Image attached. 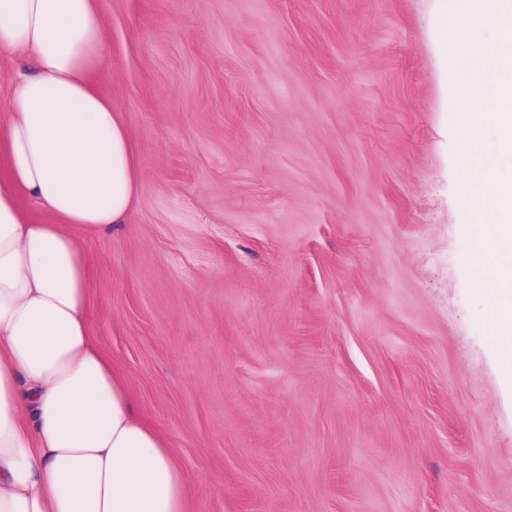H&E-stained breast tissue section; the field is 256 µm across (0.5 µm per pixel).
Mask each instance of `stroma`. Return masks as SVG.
I'll return each instance as SVG.
<instances>
[{
    "instance_id": "obj_1",
    "label": "stroma",
    "mask_w": 512,
    "mask_h": 512,
    "mask_svg": "<svg viewBox=\"0 0 512 512\" xmlns=\"http://www.w3.org/2000/svg\"><path fill=\"white\" fill-rule=\"evenodd\" d=\"M455 0H108L137 206L91 332L187 512H512V376L461 211Z\"/></svg>"
}]
</instances>
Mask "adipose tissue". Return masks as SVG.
Wrapping results in <instances>:
<instances>
[{
    "label": "adipose tissue",
    "mask_w": 512,
    "mask_h": 512,
    "mask_svg": "<svg viewBox=\"0 0 512 512\" xmlns=\"http://www.w3.org/2000/svg\"><path fill=\"white\" fill-rule=\"evenodd\" d=\"M106 7L0 0V51L30 62L0 112V512H187L184 471L91 334L74 234L111 231L139 195L131 131L96 82Z\"/></svg>",
    "instance_id": "1"
}]
</instances>
